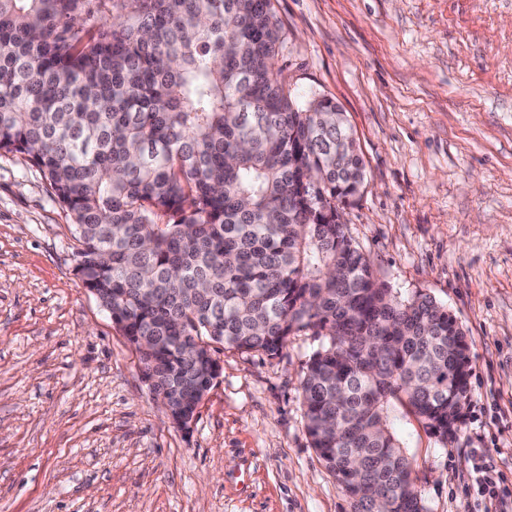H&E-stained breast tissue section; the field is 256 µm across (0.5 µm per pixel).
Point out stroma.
I'll return each mask as SVG.
<instances>
[{
	"label": "stroma",
	"instance_id": "obj_1",
	"mask_svg": "<svg viewBox=\"0 0 512 512\" xmlns=\"http://www.w3.org/2000/svg\"><path fill=\"white\" fill-rule=\"evenodd\" d=\"M275 70L345 113L366 165L343 222L392 295L429 294L470 344L464 424L390 410L427 512H472L471 449L512 471V0H273ZM72 217L0 155V512H350L305 431L321 346L216 347L191 431L76 276Z\"/></svg>",
	"mask_w": 512,
	"mask_h": 512
}]
</instances>
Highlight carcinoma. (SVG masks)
<instances>
[{
    "instance_id": "cac0c4a2",
    "label": "carcinoma",
    "mask_w": 512,
    "mask_h": 512,
    "mask_svg": "<svg viewBox=\"0 0 512 512\" xmlns=\"http://www.w3.org/2000/svg\"><path fill=\"white\" fill-rule=\"evenodd\" d=\"M280 29L272 0H0V152L71 214L76 273L169 410L210 389L213 346L277 355L309 332L306 434L351 512H425L388 404L448 441L469 344L353 244L363 159L336 102L277 78Z\"/></svg>"
}]
</instances>
